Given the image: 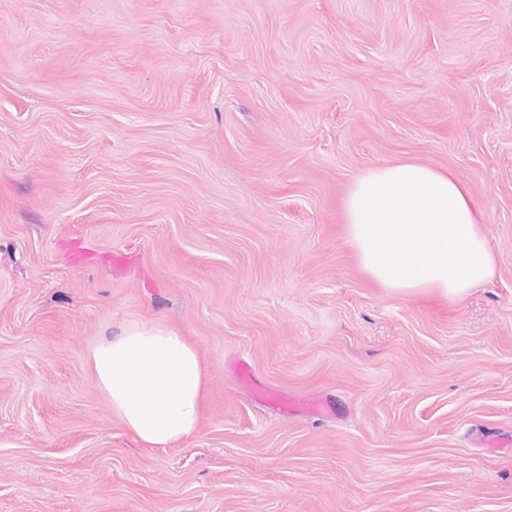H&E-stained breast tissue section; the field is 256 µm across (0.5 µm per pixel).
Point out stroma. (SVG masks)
<instances>
[{"instance_id": "obj_1", "label": "stroma", "mask_w": 512, "mask_h": 512, "mask_svg": "<svg viewBox=\"0 0 512 512\" xmlns=\"http://www.w3.org/2000/svg\"><path fill=\"white\" fill-rule=\"evenodd\" d=\"M399 161L480 213L461 299L345 241L351 182ZM132 319L207 367L178 447L86 371ZM506 436L512 0H0V512H512Z\"/></svg>"}]
</instances>
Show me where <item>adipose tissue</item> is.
I'll list each match as a JSON object with an SVG mask.
<instances>
[{"label": "adipose tissue", "mask_w": 512, "mask_h": 512, "mask_svg": "<svg viewBox=\"0 0 512 512\" xmlns=\"http://www.w3.org/2000/svg\"><path fill=\"white\" fill-rule=\"evenodd\" d=\"M344 229L361 270L396 292L457 299L493 271L467 189L423 163L362 172L346 194ZM84 359L113 417L141 445L174 447L198 430L207 369L175 328L127 321L105 330Z\"/></svg>", "instance_id": "1"}]
</instances>
